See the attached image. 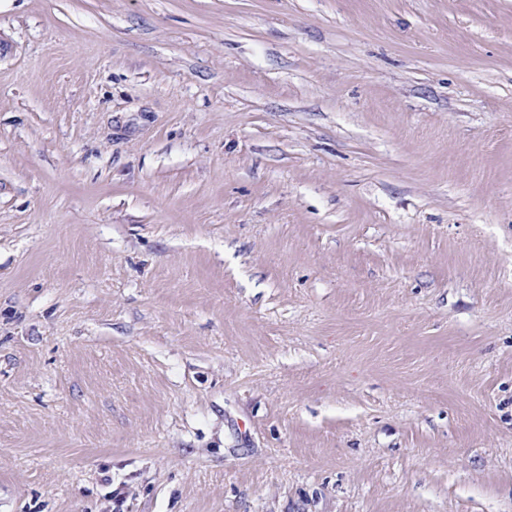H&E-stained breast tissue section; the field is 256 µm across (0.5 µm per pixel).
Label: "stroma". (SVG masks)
<instances>
[{
	"label": "stroma",
	"instance_id": "stroma-1",
	"mask_svg": "<svg viewBox=\"0 0 512 512\" xmlns=\"http://www.w3.org/2000/svg\"><path fill=\"white\" fill-rule=\"evenodd\" d=\"M0 512H512V0H0Z\"/></svg>",
	"mask_w": 512,
	"mask_h": 512
}]
</instances>
